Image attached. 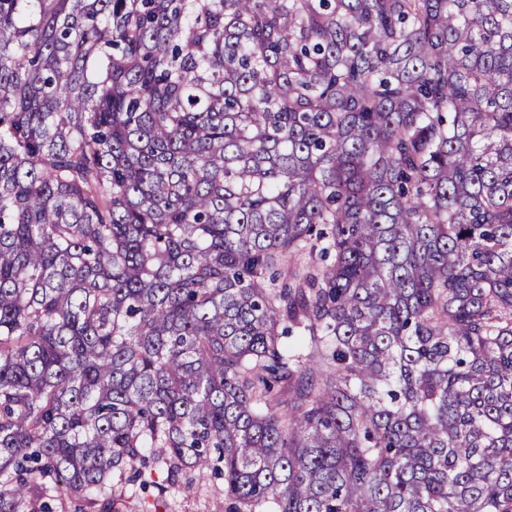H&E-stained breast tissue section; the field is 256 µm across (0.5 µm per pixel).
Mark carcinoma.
<instances>
[{"mask_svg": "<svg viewBox=\"0 0 512 512\" xmlns=\"http://www.w3.org/2000/svg\"><path fill=\"white\" fill-rule=\"evenodd\" d=\"M512 512V0H0V512ZM195 480L174 497L166 494L172 511L167 512H227L224 485L207 476L193 475Z\"/></svg>", "mask_w": 512, "mask_h": 512, "instance_id": "1", "label": "carcinoma"}]
</instances>
